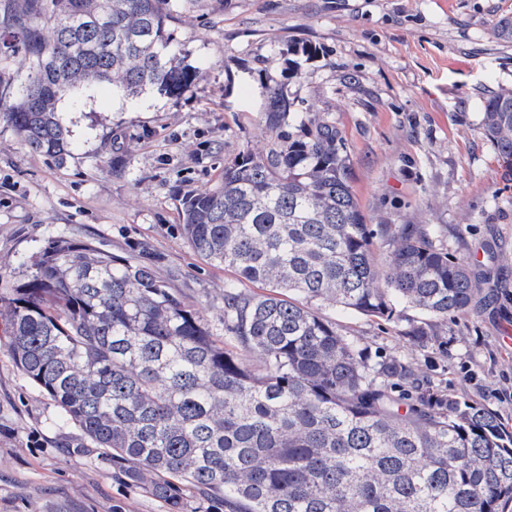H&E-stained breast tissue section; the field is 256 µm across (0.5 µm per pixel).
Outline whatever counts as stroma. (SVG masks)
Masks as SVG:
<instances>
[{
	"label": "stroma",
	"instance_id": "stroma-1",
	"mask_svg": "<svg viewBox=\"0 0 512 512\" xmlns=\"http://www.w3.org/2000/svg\"><path fill=\"white\" fill-rule=\"evenodd\" d=\"M512 0H189L176 26L201 71L179 98L127 99L101 83L60 112L64 164L31 153L0 118V297L58 238L122 256L148 248L156 271L223 337L228 273L180 230L175 197L213 185L240 151L276 141L259 122L266 88L285 84L306 121L328 120L350 154L352 191L373 229L424 228L475 261L484 281L468 311L436 322L423 350L405 335L420 313L384 321L324 302L312 308L373 354L395 355L459 400L512 427V167L481 132L480 106L512 90V43L494 32ZM0 314V512H166L117 479L60 422L3 347Z\"/></svg>",
	"mask_w": 512,
	"mask_h": 512
}]
</instances>
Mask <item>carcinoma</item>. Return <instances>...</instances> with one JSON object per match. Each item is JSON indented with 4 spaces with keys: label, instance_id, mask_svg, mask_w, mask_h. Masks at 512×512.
Returning <instances> with one entry per match:
<instances>
[{
    "label": "carcinoma",
    "instance_id": "obj_1",
    "mask_svg": "<svg viewBox=\"0 0 512 512\" xmlns=\"http://www.w3.org/2000/svg\"><path fill=\"white\" fill-rule=\"evenodd\" d=\"M187 0H0V112L34 154L58 164L71 137L60 103L97 84L178 98L201 77L175 21ZM22 57L25 77L15 68ZM283 84L261 120L265 154L224 164L213 186L178 196L194 252L232 273L220 344L162 280L147 250L52 241L7 301L15 364L125 484L182 512V488L225 512H502L512 502V428L491 410L424 385L411 363L371 356L311 309L385 320L468 309L483 286L424 230L375 234L351 187L336 126L302 116ZM481 129L512 166V93L481 105ZM248 282L261 292L248 291ZM422 349L439 336L412 324Z\"/></svg>",
    "mask_w": 512,
    "mask_h": 512
}]
</instances>
